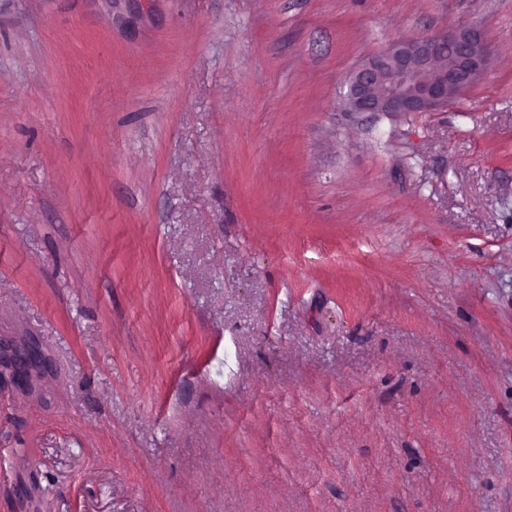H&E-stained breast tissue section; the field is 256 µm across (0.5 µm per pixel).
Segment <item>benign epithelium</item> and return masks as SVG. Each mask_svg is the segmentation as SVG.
<instances>
[{"label":"benign epithelium","mask_w":512,"mask_h":512,"mask_svg":"<svg viewBox=\"0 0 512 512\" xmlns=\"http://www.w3.org/2000/svg\"><path fill=\"white\" fill-rule=\"evenodd\" d=\"M491 40L485 30L461 26L401 40L369 58L349 77L351 112H432L448 106L454 93L472 85L490 65ZM19 358L0 351V372L27 386L37 362L35 344Z\"/></svg>","instance_id":"benign-epithelium-1"}]
</instances>
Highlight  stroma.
<instances>
[{
    "mask_svg": "<svg viewBox=\"0 0 512 512\" xmlns=\"http://www.w3.org/2000/svg\"><path fill=\"white\" fill-rule=\"evenodd\" d=\"M471 25L446 108L352 112ZM0 512H512V0H0ZM490 45L487 32L474 26L391 43L349 77L348 109L432 112L445 108L456 91L487 72ZM447 56L448 65H444ZM30 354L26 358H19L14 353H5L0 351V376L3 370L9 371L12 379L17 385L28 386L30 375L26 372L32 368L37 362L36 345L29 343Z\"/></svg>",
    "mask_w": 512,
    "mask_h": 512,
    "instance_id": "35a3bbf8",
    "label": "stroma"
}]
</instances>
